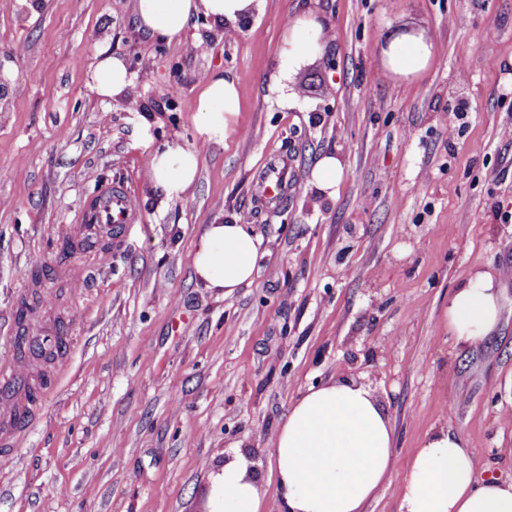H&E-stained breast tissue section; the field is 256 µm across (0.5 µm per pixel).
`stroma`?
I'll list each match as a JSON object with an SVG mask.
<instances>
[{"label": "stroma", "mask_w": 512, "mask_h": 512, "mask_svg": "<svg viewBox=\"0 0 512 512\" xmlns=\"http://www.w3.org/2000/svg\"><path fill=\"white\" fill-rule=\"evenodd\" d=\"M302 16L330 38L283 63ZM405 29L433 46L414 75L386 54ZM103 52L132 75L115 99L90 88ZM217 71L241 105L211 138L193 117ZM0 75V370L38 379L14 344L21 298L73 339L46 367L59 381L41 417L0 456V512H210L235 451L275 499L276 429L301 390L339 379L370 384L394 429L397 467L367 512H399L410 456L441 426L512 475V0H265L236 28L200 18L160 47L134 0H0ZM171 139L199 161L173 201L147 167ZM281 151L294 188L258 209L256 174ZM325 155L345 169L332 196L312 178ZM111 184L136 207L129 240L60 259V227ZM245 215L263 255L224 298L191 254L207 225ZM478 269L500 277L501 324L462 349L443 312Z\"/></svg>", "instance_id": "obj_1"}]
</instances>
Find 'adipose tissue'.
I'll return each mask as SVG.
<instances>
[{
  "label": "adipose tissue",
  "mask_w": 512,
  "mask_h": 512,
  "mask_svg": "<svg viewBox=\"0 0 512 512\" xmlns=\"http://www.w3.org/2000/svg\"><path fill=\"white\" fill-rule=\"evenodd\" d=\"M263 0H136L140 29L159 42L180 41L198 17L236 25ZM327 38L322 23L300 18L284 39L282 56L291 60L319 52ZM394 69H424L431 47L423 36L404 31L388 44ZM130 84L124 60L108 55L96 64L92 89L114 99ZM234 80L222 73L204 80L203 102L194 120L212 137L223 136L239 110ZM151 179L166 197H184L198 173L196 152L171 142L149 159ZM260 238L249 224L208 225L191 256L195 277L225 296L252 284ZM501 291L492 273L479 271L454 289L444 324L455 345L484 342L501 321ZM394 432L378 398L364 383L348 379L307 388L292 404L271 441L270 466L277 499L267 506L249 459L227 458L214 483L221 512H365L396 468ZM400 512H512V478H481L471 448L447 428L430 431L410 458L401 485Z\"/></svg>",
  "instance_id": "adipose-tissue-1"
}]
</instances>
